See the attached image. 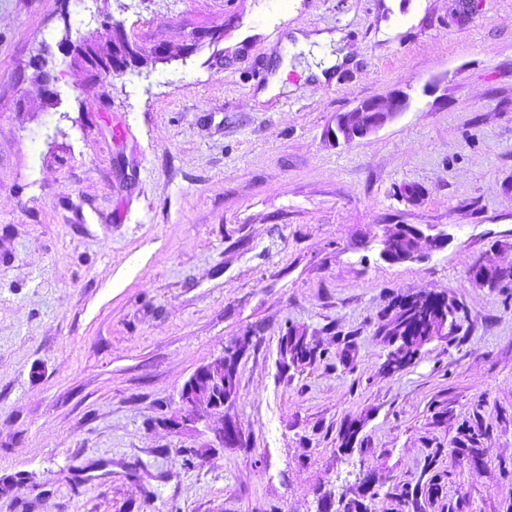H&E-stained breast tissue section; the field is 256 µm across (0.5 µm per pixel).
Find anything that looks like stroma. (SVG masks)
I'll return each instance as SVG.
<instances>
[{"instance_id":"1","label":"stroma","mask_w":512,"mask_h":512,"mask_svg":"<svg viewBox=\"0 0 512 512\" xmlns=\"http://www.w3.org/2000/svg\"><path fill=\"white\" fill-rule=\"evenodd\" d=\"M117 27L166 58L67 50ZM322 30L335 82L260 99ZM477 262L512 269V0H0V512H512V280ZM431 296L445 334L390 369L384 324ZM239 344L223 415L173 430ZM409 107L406 95L395 94L387 99L362 101L350 111L336 117L335 130L331 136L336 143H349L356 138L366 137L392 122ZM279 353L284 363L288 364L289 362L290 365H294L310 356L312 351L303 336L288 329V332L280 339ZM244 346L238 347L234 352H227L224 356L199 367L184 385L180 393V409L178 415L172 419L173 424L181 428L187 424H195L203 420L208 414L220 413L224 410V399H231L237 393L238 361ZM224 366V398L200 397V392L211 380L213 372Z\"/></svg>"}]
</instances>
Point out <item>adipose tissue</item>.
I'll use <instances>...</instances> for the list:
<instances>
[{
	"label": "adipose tissue",
	"instance_id": "1",
	"mask_svg": "<svg viewBox=\"0 0 512 512\" xmlns=\"http://www.w3.org/2000/svg\"><path fill=\"white\" fill-rule=\"evenodd\" d=\"M296 47L304 52L310 59L309 66L292 68L290 63H282L276 73L271 77L264 94L271 97L281 93L291 92L292 84L288 81L291 70H298L302 76H315L319 81L325 82L332 78L334 70L347 60L342 49L343 35L338 31H322L309 36L297 35Z\"/></svg>",
	"mask_w": 512,
	"mask_h": 512
}]
</instances>
